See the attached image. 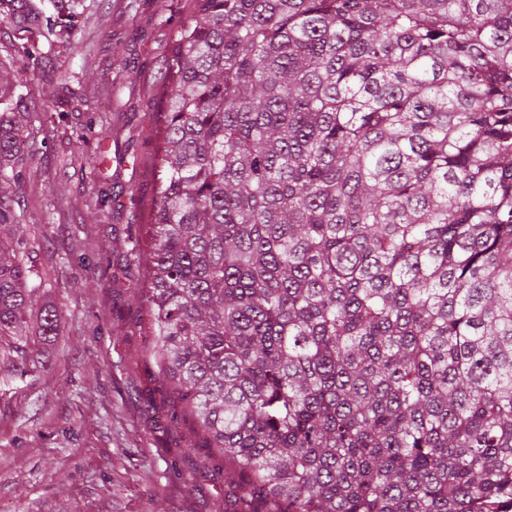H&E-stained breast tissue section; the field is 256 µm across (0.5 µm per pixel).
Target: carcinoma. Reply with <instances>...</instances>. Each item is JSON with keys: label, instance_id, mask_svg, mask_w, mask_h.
I'll return each instance as SVG.
<instances>
[{"label": "carcinoma", "instance_id": "carcinoma-1", "mask_svg": "<svg viewBox=\"0 0 512 512\" xmlns=\"http://www.w3.org/2000/svg\"><path fill=\"white\" fill-rule=\"evenodd\" d=\"M0 0L28 56L82 0ZM0 72V339L59 335ZM150 357L215 512H512V0H197L163 61Z\"/></svg>", "mask_w": 512, "mask_h": 512}]
</instances>
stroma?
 I'll use <instances>...</instances> for the list:
<instances>
[{"mask_svg": "<svg viewBox=\"0 0 512 512\" xmlns=\"http://www.w3.org/2000/svg\"><path fill=\"white\" fill-rule=\"evenodd\" d=\"M194 4L84 0L39 60L0 15V64L20 71L29 114L18 214L64 326L44 367L0 371V512H213L224 499V463L179 415L130 300L149 250L162 61ZM67 89L79 111L45 109Z\"/></svg>", "mask_w": 512, "mask_h": 512, "instance_id": "1", "label": "stroma"}]
</instances>
